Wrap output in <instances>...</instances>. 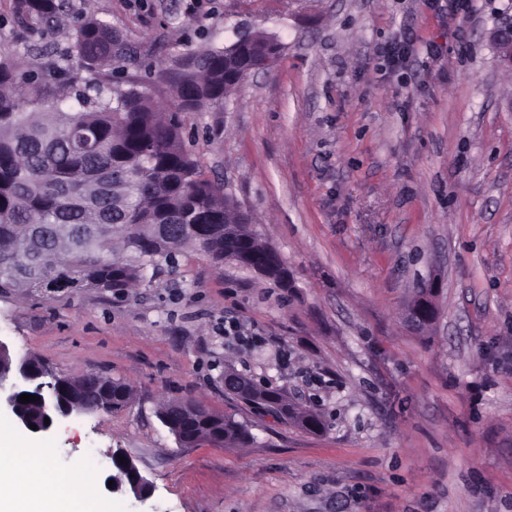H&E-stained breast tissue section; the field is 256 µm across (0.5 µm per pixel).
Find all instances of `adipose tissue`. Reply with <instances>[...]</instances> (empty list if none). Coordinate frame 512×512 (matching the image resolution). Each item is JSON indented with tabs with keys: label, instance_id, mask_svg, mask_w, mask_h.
<instances>
[{
	"label": "adipose tissue",
	"instance_id": "adipose-tissue-1",
	"mask_svg": "<svg viewBox=\"0 0 512 512\" xmlns=\"http://www.w3.org/2000/svg\"><path fill=\"white\" fill-rule=\"evenodd\" d=\"M51 455V449L0 428V457L9 461L0 468V512H92L94 484L89 466L80 462L76 474L63 473L52 465ZM31 472L55 486L53 497L34 499L21 492L22 480Z\"/></svg>",
	"mask_w": 512,
	"mask_h": 512
}]
</instances>
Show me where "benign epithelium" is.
Returning <instances> with one entry per match:
<instances>
[{
    "instance_id": "1",
    "label": "benign epithelium",
    "mask_w": 512,
    "mask_h": 512,
    "mask_svg": "<svg viewBox=\"0 0 512 512\" xmlns=\"http://www.w3.org/2000/svg\"><path fill=\"white\" fill-rule=\"evenodd\" d=\"M501 61L512 66V20L504 21L491 33ZM45 368L31 360L28 356L18 358L17 369L11 375L0 376V409L5 408L12 413L18 426L28 432L41 433L53 425L74 421L85 415V410L71 402L69 393L62 389L52 399L39 398L40 409L36 414L27 412L18 397L32 391L41 393L44 388ZM50 424H45V420ZM37 429H31V426ZM112 468L121 472L123 479L114 480L112 489L124 490L138 502L147 500L152 493V483L141 473L131 459L120 463L117 456H112Z\"/></svg>"
}]
</instances>
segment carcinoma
<instances>
[{"instance_id":"obj_1","label":"carcinoma","mask_w":512,"mask_h":512,"mask_svg":"<svg viewBox=\"0 0 512 512\" xmlns=\"http://www.w3.org/2000/svg\"><path fill=\"white\" fill-rule=\"evenodd\" d=\"M67 45L50 52L21 40L0 46V293L29 294L65 280L71 288L126 293L178 256L200 251L284 282L277 252L209 177L185 142L186 116L222 105L240 86L241 58H257L270 35L249 32L225 47L171 58L152 77L128 37L82 0ZM69 0H13L23 29L64 30ZM423 286L408 317L428 326ZM90 414L127 407L133 388L95 375H50ZM225 389L250 408L309 433L325 425L280 392L232 371ZM157 417L181 448H244L247 422L193 401L161 403Z\"/></svg>"}]
</instances>
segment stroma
<instances>
[{
  "mask_svg": "<svg viewBox=\"0 0 512 512\" xmlns=\"http://www.w3.org/2000/svg\"><path fill=\"white\" fill-rule=\"evenodd\" d=\"M95 4L162 63L229 45L236 23L282 43L188 132L294 282L189 252L126 297L0 295L12 354L135 392L35 444L63 471L91 460L100 512H512V68L490 39L512 0ZM398 40L407 64L381 70ZM433 278L439 315L419 329L406 307ZM230 369L324 432L254 412L225 391ZM172 398L247 421L253 443L178 447L156 417ZM115 452L153 482L146 503L106 489Z\"/></svg>",
  "mask_w": 512,
  "mask_h": 512,
  "instance_id": "1",
  "label": "stroma"
}]
</instances>
